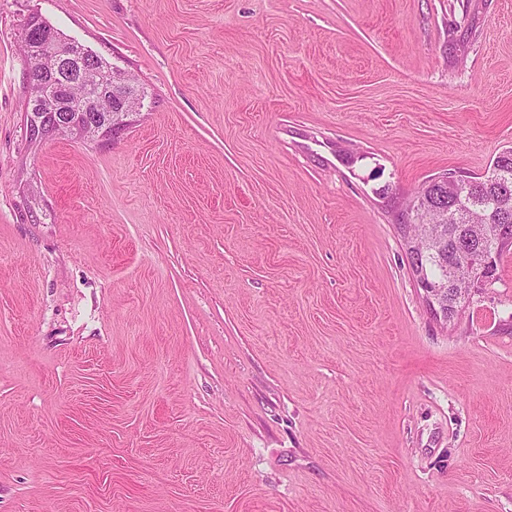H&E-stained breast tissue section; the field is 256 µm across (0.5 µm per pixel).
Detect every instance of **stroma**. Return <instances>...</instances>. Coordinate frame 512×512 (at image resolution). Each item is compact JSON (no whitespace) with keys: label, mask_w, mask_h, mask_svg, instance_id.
Here are the masks:
<instances>
[{"label":"stroma","mask_w":512,"mask_h":512,"mask_svg":"<svg viewBox=\"0 0 512 512\" xmlns=\"http://www.w3.org/2000/svg\"><path fill=\"white\" fill-rule=\"evenodd\" d=\"M130 74L32 140L20 34ZM512 146V0H0V512H512V254L397 215Z\"/></svg>","instance_id":"35a3bbf8"}]
</instances>
